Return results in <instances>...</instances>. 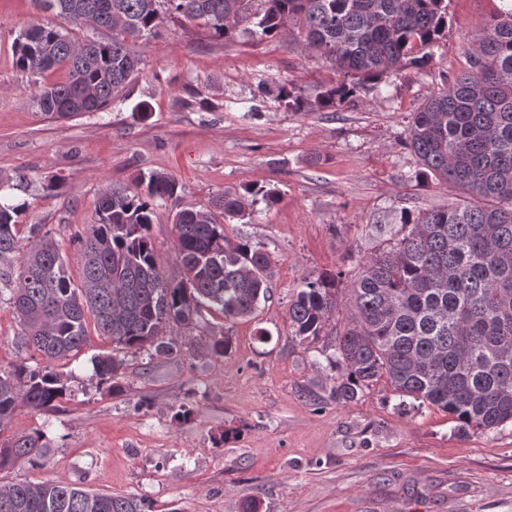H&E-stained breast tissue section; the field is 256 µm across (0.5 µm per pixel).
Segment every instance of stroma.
Returning a JSON list of instances; mask_svg holds the SVG:
<instances>
[{
	"label": "stroma",
	"mask_w": 512,
	"mask_h": 512,
	"mask_svg": "<svg viewBox=\"0 0 512 512\" xmlns=\"http://www.w3.org/2000/svg\"><path fill=\"white\" fill-rule=\"evenodd\" d=\"M498 4L448 0V33L425 66L390 74L380 91H361L334 112H293L277 98L288 82L313 102L340 79L316 54L293 48L295 31L224 40L168 19L109 111L50 119L34 103L37 77L14 63L19 34L41 13L35 0H0V178H31L0 198L25 204L24 224L51 233L73 281L82 276L74 236L93 222L106 187L155 172L176 179V195L160 202L151 226L157 264L172 276L175 211L248 187L276 194L224 226L230 240L260 244L274 263L256 316L227 322L206 311L181 330L177 354L125 353L119 394L93 365L113 345L90 333L77 359L55 364L67 386L57 408L18 406L7 429L43 432V464L1 468L0 485L72 483L147 499L154 512H243L250 501L259 512H512L511 424L459 435L447 413L402 402L383 379L357 401L336 402L323 352L346 312L312 343L293 337L287 316L304 280L338 272L348 290L389 247L402 211L458 199L448 183L417 177L405 138L426 98L468 68V40ZM140 102L147 118L132 113ZM52 180L63 194L48 190ZM19 329L0 303V367L20 359L43 366L19 348ZM223 335L231 350L212 355L208 341ZM182 405L192 416L180 424L173 415Z\"/></svg>",
	"instance_id": "1"
}]
</instances>
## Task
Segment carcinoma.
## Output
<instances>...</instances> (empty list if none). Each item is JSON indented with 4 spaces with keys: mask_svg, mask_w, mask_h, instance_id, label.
<instances>
[{
    "mask_svg": "<svg viewBox=\"0 0 512 512\" xmlns=\"http://www.w3.org/2000/svg\"><path fill=\"white\" fill-rule=\"evenodd\" d=\"M250 0H37L48 18L15 42L16 67L64 78L37 88L46 115L72 118L105 112L142 61L138 45L167 16L202 21L229 38L248 20ZM263 36L294 25L293 45L325 57L342 76L317 108L336 111L357 92L423 66L448 30V0H261ZM472 39L469 68L431 94L413 113L406 144L418 157L415 177L442 179L463 199L446 208L401 213L393 245L366 261L349 289L352 318L326 355L336 371L334 395L356 400L379 378L401 396L453 416L463 435L512 424V0ZM87 25L112 37L78 41L66 26ZM278 98L295 112L312 104L291 84ZM164 173L131 187L104 189L93 224L77 235L82 266L75 287L57 241L35 234L18 257L24 204L0 203V301L21 326L20 348L63 360L88 341V316L98 334L134 354L178 351L167 331L193 324L202 311L226 320L252 316L267 299L274 267L260 245L232 243L224 221L244 217L250 195L275 202V192L248 187L221 194L208 207L188 206L172 219L181 266L176 277L157 265L150 235L158 203L177 193ZM336 274L305 282L288 304L301 342L318 340L335 316ZM123 360L96 363L100 383L119 388ZM61 378L21 360L0 369V468L43 457V433L3 437L16 407L56 406ZM0 512H153L144 498L112 496L52 480L0 487Z\"/></svg>",
    "mask_w": 512,
    "mask_h": 512,
    "instance_id": "obj_1",
    "label": "carcinoma"
}]
</instances>
